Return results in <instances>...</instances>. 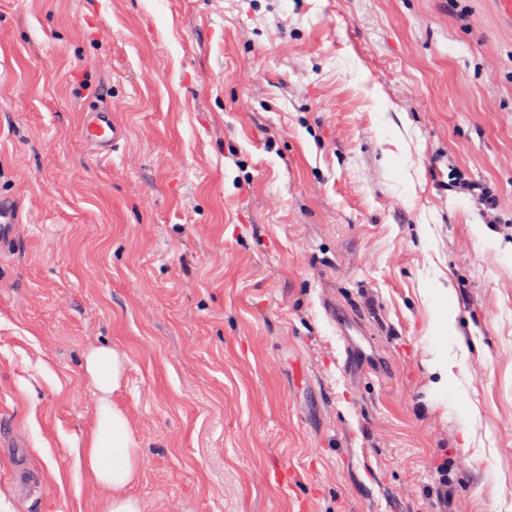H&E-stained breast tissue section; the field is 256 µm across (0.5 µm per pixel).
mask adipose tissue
<instances>
[{
  "label": "adipose tissue",
  "instance_id": "adipose-tissue-1",
  "mask_svg": "<svg viewBox=\"0 0 512 512\" xmlns=\"http://www.w3.org/2000/svg\"><path fill=\"white\" fill-rule=\"evenodd\" d=\"M87 371L101 395L100 427L84 457L97 483L108 492L102 512H142L140 501L126 492L140 466L133 433L126 414L109 400L122 380L123 364L114 351L100 348L89 354Z\"/></svg>",
  "mask_w": 512,
  "mask_h": 512
}]
</instances>
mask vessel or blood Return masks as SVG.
I'll list each match as a JSON object with an SVG mask.
<instances>
[{"instance_id": "1", "label": "vessel or blood", "mask_w": 512, "mask_h": 512, "mask_svg": "<svg viewBox=\"0 0 512 512\" xmlns=\"http://www.w3.org/2000/svg\"><path fill=\"white\" fill-rule=\"evenodd\" d=\"M123 136V128L115 121L109 109L98 108L84 114L80 137L94 155H111ZM18 222L17 201L9 196H0V247L12 241ZM324 311L343 342L346 374L354 377L379 374L377 360L367 356L366 350L370 348L371 342L361 322L349 310L339 309L332 302L325 304Z\"/></svg>"}]
</instances>
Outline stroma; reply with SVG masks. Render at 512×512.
Instances as JSON below:
<instances>
[{"mask_svg":"<svg viewBox=\"0 0 512 512\" xmlns=\"http://www.w3.org/2000/svg\"><path fill=\"white\" fill-rule=\"evenodd\" d=\"M0 194V512H101L98 348L143 512H432L441 465L448 512H512L495 0H0ZM327 299L385 377L351 385ZM80 137L94 155L104 157L112 154L124 137V129L109 109L98 108L84 113ZM19 224L18 202L10 196H0V247L8 245Z\"/></svg>","mask_w":512,"mask_h":512,"instance_id":"1","label":"stroma"}]
</instances>
